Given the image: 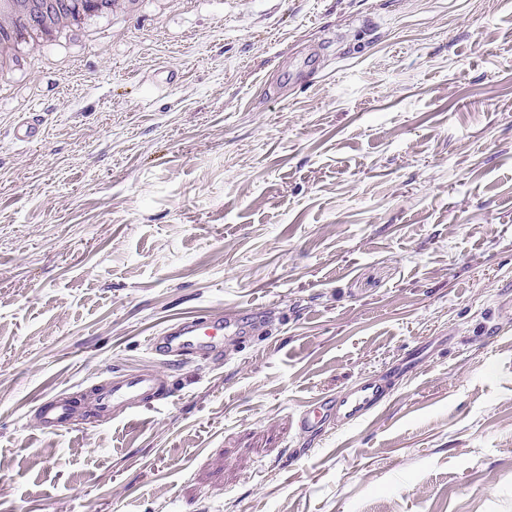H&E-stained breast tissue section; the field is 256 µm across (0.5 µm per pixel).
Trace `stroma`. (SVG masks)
Here are the masks:
<instances>
[{"label":"stroma","mask_w":512,"mask_h":512,"mask_svg":"<svg viewBox=\"0 0 512 512\" xmlns=\"http://www.w3.org/2000/svg\"><path fill=\"white\" fill-rule=\"evenodd\" d=\"M508 280L512 0H144L21 44L0 69V512H512ZM259 306L270 332L221 356L147 350L176 317ZM158 366L167 403L97 419L108 372ZM372 377L384 408L295 427ZM63 390L78 414L45 432Z\"/></svg>","instance_id":"obj_1"}]
</instances>
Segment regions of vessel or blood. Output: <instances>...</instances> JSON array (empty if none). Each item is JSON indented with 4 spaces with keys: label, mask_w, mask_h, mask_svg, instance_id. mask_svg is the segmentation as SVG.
Listing matches in <instances>:
<instances>
[{
    "label": "vessel or blood",
    "mask_w": 512,
    "mask_h": 512,
    "mask_svg": "<svg viewBox=\"0 0 512 512\" xmlns=\"http://www.w3.org/2000/svg\"><path fill=\"white\" fill-rule=\"evenodd\" d=\"M267 317L263 308L227 315L181 316L170 320L151 336L148 349L164 363L174 364L185 357H210L221 352L224 342L252 335ZM99 411L103 417H130L141 407L170 395L166 376L157 370H141L112 376L98 385ZM392 384L379 378L359 381L336 396L296 416L299 430L316 432L328 421L343 427L361 421L391 401ZM75 409L74 400L63 393L48 397L40 406L43 430L65 427Z\"/></svg>",
    "instance_id": "vessel-or-blood-1"
}]
</instances>
